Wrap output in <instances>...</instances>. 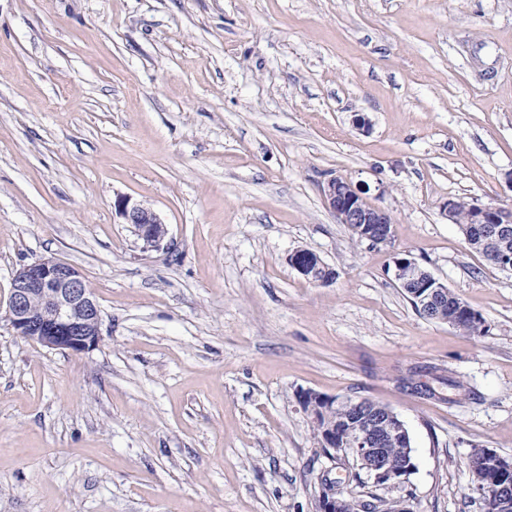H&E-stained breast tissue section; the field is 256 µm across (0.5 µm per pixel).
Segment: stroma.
<instances>
[{"mask_svg":"<svg viewBox=\"0 0 512 512\" xmlns=\"http://www.w3.org/2000/svg\"><path fill=\"white\" fill-rule=\"evenodd\" d=\"M337 176L390 212V245L324 205ZM451 200L512 203V0H0V512H316L327 479L367 501L301 390L401 417L416 468L389 495L412 512H483L469 455L512 459V271ZM50 256L102 308L93 350L6 320ZM398 257L484 335L421 317ZM115 208L124 224H130L146 249H160L163 246L168 236V228L150 206L130 197H120ZM289 265L306 280L329 284L336 279V270L309 249H297L288 256Z\"/></svg>","mask_w":512,"mask_h":512,"instance_id":"1","label":"stroma"}]
</instances>
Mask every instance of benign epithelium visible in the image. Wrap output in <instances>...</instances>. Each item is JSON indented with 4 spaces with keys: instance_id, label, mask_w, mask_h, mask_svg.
<instances>
[{
    "instance_id": "7a95c632",
    "label": "benign epithelium",
    "mask_w": 512,
    "mask_h": 512,
    "mask_svg": "<svg viewBox=\"0 0 512 512\" xmlns=\"http://www.w3.org/2000/svg\"><path fill=\"white\" fill-rule=\"evenodd\" d=\"M325 203L338 223L371 245H388L392 239L391 214L374 204L366 189L343 177L330 179L323 188ZM115 208L124 223L131 226L147 249H159L168 236L167 225L147 204L121 197ZM466 209L469 227L465 239L506 256L512 242V204L479 205L450 200L448 219L457 223V212ZM289 265L306 280L329 284L336 270L309 249H297L288 256ZM394 279L399 287L413 286L412 296L421 304L429 320L454 324L458 310L448 307V287L439 282L421 264L401 257L394 262ZM7 320L14 333L43 347L81 354L98 346L101 340L102 310L89 287L84 271L69 262L47 257L23 266L14 276L7 302ZM312 424L319 413L330 406L345 409L347 430L336 427L321 430L324 449L352 457L358 469L376 485L394 487L402 483L415 468L411 448L404 458L389 456V445L407 440L404 422L388 406L364 398L326 396L312 391L297 395ZM472 490L495 508V512H512V460L493 448H476L469 457ZM351 501L343 494L326 489L319 497L317 512H349Z\"/></svg>"
}]
</instances>
